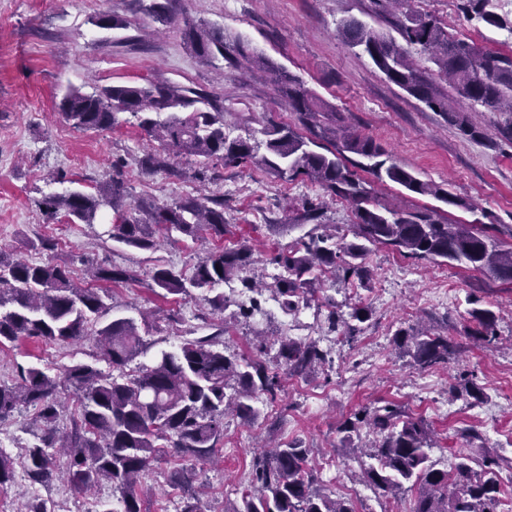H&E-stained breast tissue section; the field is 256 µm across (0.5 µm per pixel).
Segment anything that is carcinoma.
<instances>
[{"label": "carcinoma", "instance_id": "cac0c4a2", "mask_svg": "<svg viewBox=\"0 0 512 512\" xmlns=\"http://www.w3.org/2000/svg\"><path fill=\"white\" fill-rule=\"evenodd\" d=\"M386 2L402 7L392 14L395 34L350 17L337 24V36L368 56L388 82L440 113L469 140L482 139L483 132L464 115L466 108L459 101L512 114V58H499L473 42L451 38L436 18L405 7L408 0ZM463 2L466 16L512 34V18L497 13L494 0ZM139 3L163 26L178 18V0ZM181 34L184 44L206 64L221 58L236 70L263 72L309 136L269 122L261 129V140L253 135L232 138L224 131V108L207 94L155 83L112 84L92 95L70 89L58 103L60 115L75 130L96 131L111 129L120 124L119 115L130 114L137 126L161 145V150L138 160L146 174L164 171L181 176L184 171L179 158L201 159L203 169L195 171L197 178L209 168L255 164L288 180L307 179L331 197L350 203L358 218L354 241L340 245L334 234H311L270 259L282 269L272 292L284 313L297 311L307 296L319 291V275L325 270L363 278L362 262L369 247L378 245L417 259L465 264L512 281V248H501L496 238L472 225L444 223L430 213L371 206L370 191L358 175L360 171L446 205L470 208L449 190L424 182L414 171L392 162L372 137L351 131L341 114L302 78L242 38H225L223 29L205 21L183 18ZM413 49L434 65L436 74L448 81L457 98L448 97L433 74L412 59ZM347 152L358 159L347 160ZM123 168L122 162L112 164V177L94 194L79 190L51 194L43 197L40 206L47 215L63 210L70 223L90 227L101 211L108 210L115 219L109 236L142 250L153 249L158 236L170 237L174 232L195 241L206 235L224 238L228 228L224 199L187 195L171 204L150 198L133 201L127 195ZM252 256V248L245 244L216 247L193 266L188 277L155 266L149 287L166 295L202 290L208 310L222 315L233 303L217 286L237 280L244 293L261 289L260 282L245 275ZM92 280L126 283L135 280V275L115 266H99L93 270ZM106 299L108 294L99 288L76 286L65 264L12 260L0 252V346L20 338L71 342L92 330L96 357L118 372L116 376L105 374L90 364L77 363L60 375L29 368L20 373L19 382L0 384V421L22 404L37 410L41 434L38 442L25 446L21 453L28 478L35 483L50 482L56 473L54 449L58 448L65 457L64 475L77 491L106 482L119 492L121 510L112 509L109 501H100L96 512H142L140 480L153 459L172 451L202 463L214 461L221 452L227 413L245 424L256 422L262 414L259 405L274 400L281 391L283 375L307 377L329 359V350L316 341L279 339V371L263 358L271 344L259 336L257 354L227 355L222 340L224 321L212 334L187 339L177 350L163 351L152 364L140 365L128 374L125 368L143 353L144 340L132 318L114 317L101 324L110 310ZM233 305L245 318L262 313L254 299L248 305ZM323 305L331 308L328 331L344 326L347 342L355 340L360 324L369 318L367 308L355 307L349 319L340 321L331 299H324ZM469 315L474 327L468 336L486 349L495 348L496 314L474 308ZM395 344L422 369L448 363L457 350L451 338L428 332H399ZM64 390L73 396L74 412L68 433L60 436L57 423L65 409ZM362 423L380 435L367 453L374 463L362 472L364 482L373 490L386 496L404 489L414 492L411 512H500L504 491L497 458L461 453L453 470L436 467L431 460V426L391 403L345 420L341 441L352 442ZM14 477L13 459L0 452V487ZM168 481L179 493L180 512H203L193 470H174ZM320 482V472L310 465L309 449L299 441L285 442L253 460L250 485L242 494L241 505L231 512H356L349 500L321 493L317 489Z\"/></svg>", "mask_w": 512, "mask_h": 512}]
</instances>
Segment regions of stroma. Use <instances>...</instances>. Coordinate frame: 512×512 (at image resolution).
I'll return each instance as SVG.
<instances>
[{
	"instance_id": "1",
	"label": "stroma",
	"mask_w": 512,
	"mask_h": 512,
	"mask_svg": "<svg viewBox=\"0 0 512 512\" xmlns=\"http://www.w3.org/2000/svg\"><path fill=\"white\" fill-rule=\"evenodd\" d=\"M461 0H409L410 9L437 18L449 35L475 42L490 53L512 57V35L467 19ZM181 14L242 36L342 112L354 131L373 137L394 160L423 181L447 187L473 202V209L438 203L428 195L401 191L392 182H372L375 203L410 210L436 209L452 224L486 229L504 247H512V116L475 104L469 120L484 134L465 139L444 118L387 82L367 56L355 55L337 37L341 19L355 17L382 26L373 0H179ZM108 13L125 20L119 29L100 28L93 17ZM149 82L193 88L224 105L231 135L259 131L268 120L290 127L299 122L264 76L220 69L200 62L184 45L179 25L162 27L145 14L138 0H0V250L37 263H67L82 280L89 262L134 271L135 281L107 284L111 312L140 318L162 312V320L144 333L140 363L162 350H175L180 337L210 335L216 321L201 291L162 297L148 286L154 266L184 270L216 245L175 234L153 251L138 250L104 237L103 225L88 228L64 215H46L38 206L44 195L70 190L93 193L112 175V163L125 160V177L133 197L169 203L184 195L220 197L229 231L224 246L244 239L254 247L252 273L266 283L265 299L277 268L263 263L265 252L291 245L311 231L303 204L322 198L316 184L287 181L257 167L209 170L205 180L166 173L142 174L137 161L158 149L135 123L103 131L70 128L57 103L68 88L91 93L112 84ZM54 249H43V240ZM366 279L324 278L336 312L348 317L353 305L368 308L370 318L353 344L333 350L332 364L306 379H289L278 404L246 425L224 418L219 465L196 464V482L206 512H230L248 484L254 451L301 439L312 448L321 469V486L353 501L357 512H409L413 492L393 498L375 493L361 480L357 460L346 458L339 426L362 411L391 401L407 413L428 420L436 433L431 457L440 468L459 453L482 452L500 459V479L512 512V282L492 280L464 265L414 260L384 247L366 255ZM497 315L498 349L480 348L466 335L473 305ZM327 308L300 305L296 314L282 310L233 320L226 309L227 352L251 355L253 335L327 345ZM446 335L459 346L447 367L414 366L394 343L399 330ZM94 337L59 344L24 338L0 348V383L14 384L20 369L46 367L55 373L77 363L94 362ZM475 375L481 400L461 395L459 375ZM39 428L32 408L22 406L0 422V440L10 455L32 443ZM183 464L171 454L152 462L141 480L144 512H177L179 497L167 475ZM47 499L55 512H93L98 500L112 496L109 484L90 493L74 491L62 478L45 484L15 476L0 490V512H20L31 497Z\"/></svg>"
}]
</instances>
